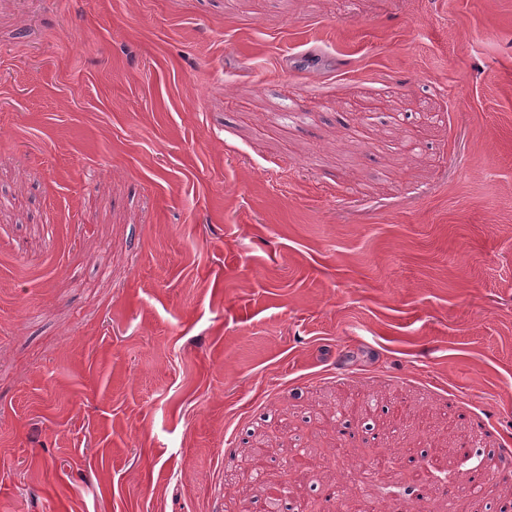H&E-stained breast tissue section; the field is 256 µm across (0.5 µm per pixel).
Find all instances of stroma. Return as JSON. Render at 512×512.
Masks as SVG:
<instances>
[{"label":"stroma","instance_id":"1","mask_svg":"<svg viewBox=\"0 0 512 512\" xmlns=\"http://www.w3.org/2000/svg\"><path fill=\"white\" fill-rule=\"evenodd\" d=\"M281 444L512 457V0H0V512H264Z\"/></svg>","mask_w":512,"mask_h":512}]
</instances>
